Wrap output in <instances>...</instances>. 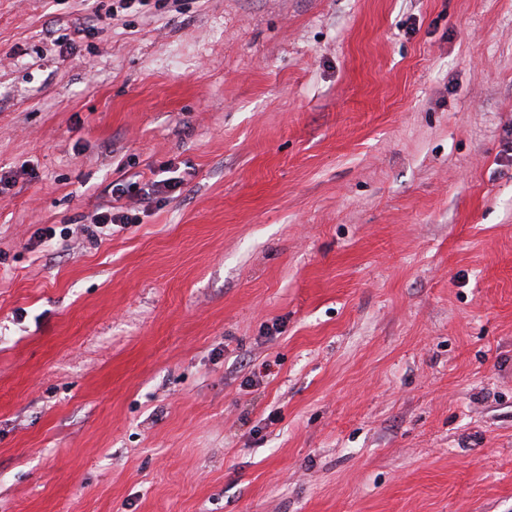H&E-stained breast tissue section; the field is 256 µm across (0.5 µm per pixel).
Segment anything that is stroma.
<instances>
[{"label":"stroma","mask_w":512,"mask_h":512,"mask_svg":"<svg viewBox=\"0 0 512 512\" xmlns=\"http://www.w3.org/2000/svg\"><path fill=\"white\" fill-rule=\"evenodd\" d=\"M0 512H512V0H0ZM177 179V176L151 179L135 196L140 203H150L157 195L173 191L179 183ZM136 214H129L128 211H124L123 207L107 206L100 208L93 216L91 225H80L79 230L83 235L89 237H98L99 233H103V230H114V226L119 227L121 225L135 224ZM94 227L96 230L92 229Z\"/></svg>","instance_id":"obj_1"}]
</instances>
